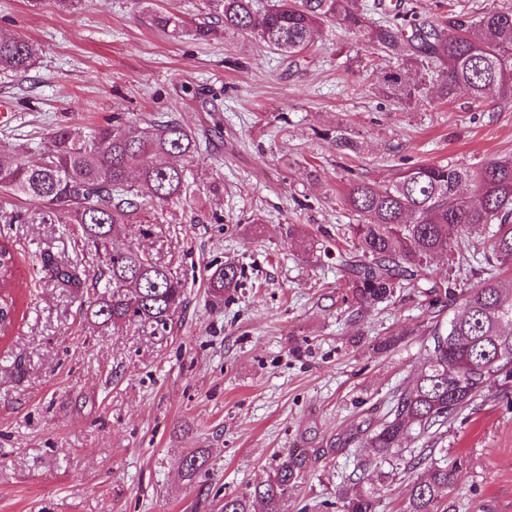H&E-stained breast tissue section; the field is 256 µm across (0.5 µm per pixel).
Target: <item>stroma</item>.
I'll return each mask as SVG.
<instances>
[{"instance_id": "1", "label": "stroma", "mask_w": 512, "mask_h": 512, "mask_svg": "<svg viewBox=\"0 0 512 512\" xmlns=\"http://www.w3.org/2000/svg\"><path fill=\"white\" fill-rule=\"evenodd\" d=\"M434 19L479 16L512 0H410ZM202 22V0H0V33L40 47L24 74L0 71L12 104L0 143L37 160L55 126L82 131L127 112L172 117L199 133L187 195L150 235L113 241L139 248L181 279L185 301L167 332L119 329L85 315L100 262L75 224L0 222L25 261L9 285L24 306L0 338V512H221L285 455L301 461L282 512H342L339 494L359 458L362 432L413 381L431 322L429 300L405 290L372 309L345 288L355 251L338 234L356 223L348 184L383 187L422 162L475 169L512 156V98L405 109L378 94L389 66L362 38L325 27L305 61L289 65L257 40L229 32L209 41L150 27L152 11ZM217 98L219 112L207 103ZM346 129L360 146L342 154L320 131ZM298 224L305 239L291 240ZM75 266L64 286L43 256ZM234 263L236 288L214 300L210 269ZM435 281L455 290L482 282L486 266L447 253ZM456 512H512V374L499 376L449 419ZM209 458L197 498L181 463ZM374 486L379 512H401L404 472Z\"/></svg>"}]
</instances>
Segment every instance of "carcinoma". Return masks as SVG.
Wrapping results in <instances>:
<instances>
[{
  "mask_svg": "<svg viewBox=\"0 0 512 512\" xmlns=\"http://www.w3.org/2000/svg\"><path fill=\"white\" fill-rule=\"evenodd\" d=\"M213 24L189 25L170 13L156 12L155 26L179 36L208 40L217 32L233 31L257 38L263 45L298 64L310 49L316 32L337 24L360 34L395 66L386 71L379 91L405 107L450 101L460 93L479 104L512 97V10L490 8L473 18L463 12L428 23L416 22L413 10L394 9L384 0L373 5L361 0H203ZM385 18L372 21L371 11ZM37 56L36 46L16 36L0 35V71H27ZM415 70L419 78L405 80ZM322 136L338 151L355 150L357 143L341 128ZM200 153L199 135L175 120L148 121L137 135L127 132L119 116L112 124L84 133L57 127L42 161L31 165L16 150L0 157V206H12L6 223L39 221L80 226L84 240L99 256V268L87 314L114 327L129 321L152 333L165 332L182 307L183 287L168 267L145 254L113 248L112 238L134 224L141 210L139 192L130 181L138 173L157 204L181 198L186 190L184 167ZM36 204L32 213L15 202ZM347 207L359 223L349 225L360 262L351 266L348 290L356 302L376 305L391 300L404 285L422 286L430 306H454L452 316H434L427 333L423 362L411 386L397 392L383 423L365 431L362 447L371 449L362 468L374 469L379 480L384 466L413 474L404 512H451V478L435 449L410 458L400 454L401 438L414 427L421 436L437 435L448 418L481 396L485 386L512 365V282L490 276L478 286L456 292L431 279L435 254L452 249L448 230L467 237L489 224L497 225L489 258L512 266V159H488L470 170L421 163L400 171L384 188L366 181L351 183ZM64 285L79 284L75 270L44 260ZM15 245L0 239V337L7 334L17 311V299L2 291L16 270ZM238 269L227 263L215 268L209 292L219 299L237 285ZM184 474L194 480L208 469V457L193 451L184 458ZM300 463L287 455L272 472L224 497L222 512H251L260 501L266 512H281V503L296 487ZM375 489L356 482L342 496L343 512H378Z\"/></svg>",
  "mask_w": 512,
  "mask_h": 512,
  "instance_id": "obj_1",
  "label": "carcinoma"
}]
</instances>
